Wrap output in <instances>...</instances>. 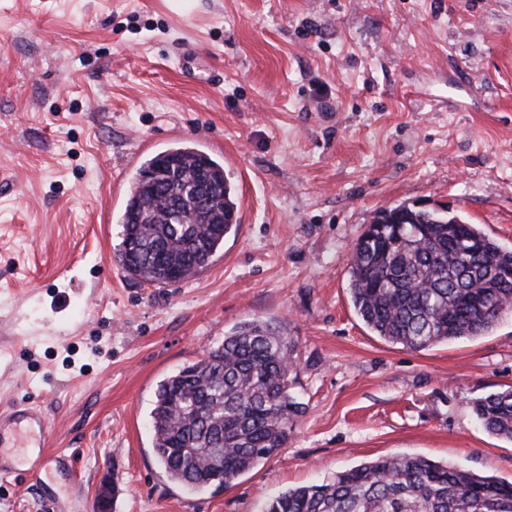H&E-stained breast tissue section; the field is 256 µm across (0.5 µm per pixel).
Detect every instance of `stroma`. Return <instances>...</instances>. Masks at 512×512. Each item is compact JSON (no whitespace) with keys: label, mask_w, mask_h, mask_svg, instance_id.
Here are the masks:
<instances>
[{"label":"stroma","mask_w":512,"mask_h":512,"mask_svg":"<svg viewBox=\"0 0 512 512\" xmlns=\"http://www.w3.org/2000/svg\"><path fill=\"white\" fill-rule=\"evenodd\" d=\"M0 0V408L37 401L49 464L0 477V512H263L378 457L512 482L472 403L512 386V316L411 350L348 291L377 212L448 205L512 249V0ZM196 47L182 72L184 45ZM190 142L224 164L238 228L195 276L116 262L141 159ZM245 320L297 346L287 446L226 488L171 482L163 379Z\"/></svg>","instance_id":"1"}]
</instances>
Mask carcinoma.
I'll return each mask as SVG.
<instances>
[{
	"label": "carcinoma",
	"mask_w": 512,
	"mask_h": 512,
	"mask_svg": "<svg viewBox=\"0 0 512 512\" xmlns=\"http://www.w3.org/2000/svg\"><path fill=\"white\" fill-rule=\"evenodd\" d=\"M155 179L135 180L120 217L116 253L128 277L149 285L185 280L236 229L224 165L189 143L147 159ZM212 187L196 197L198 176ZM358 238L349 263L351 302L384 340L421 350L481 336L512 315V250L446 209L387 208ZM295 342L271 325L239 323L203 359L164 379L151 411L154 452L188 489L215 483L208 448L224 449V486L288 442L306 404L294 392ZM490 434L512 440V386L473 402ZM266 512H512V483L423 456L389 455L321 484L289 489Z\"/></svg>",
	"instance_id": "carcinoma-1"
}]
</instances>
